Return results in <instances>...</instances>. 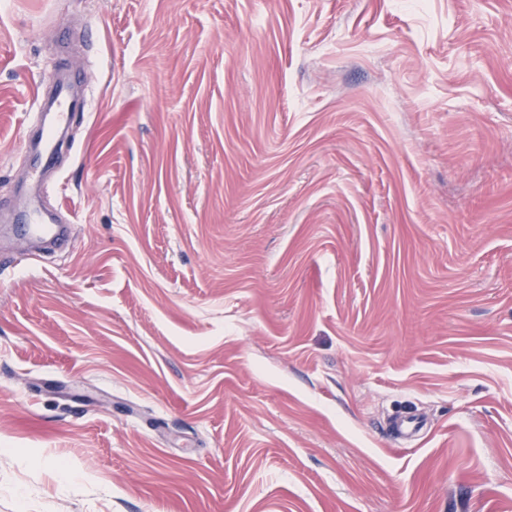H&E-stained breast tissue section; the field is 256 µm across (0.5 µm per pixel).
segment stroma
<instances>
[{
  "label": "stroma",
  "instance_id": "35a3bbf8",
  "mask_svg": "<svg viewBox=\"0 0 512 512\" xmlns=\"http://www.w3.org/2000/svg\"><path fill=\"white\" fill-rule=\"evenodd\" d=\"M62 63L0 512H512V0H0V200ZM28 231L34 234L37 240L48 241L51 245L61 248L69 245V240L58 225L32 223ZM427 428L426 420L413 411H400L388 418L387 432L395 441L419 436Z\"/></svg>",
  "mask_w": 512,
  "mask_h": 512
}]
</instances>
